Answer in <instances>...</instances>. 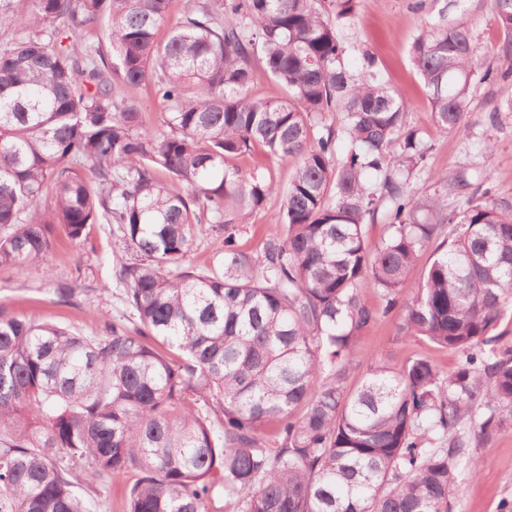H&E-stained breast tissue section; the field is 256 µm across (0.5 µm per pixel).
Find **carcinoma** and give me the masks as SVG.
I'll list each match as a JSON object with an SVG mask.
<instances>
[{
    "mask_svg": "<svg viewBox=\"0 0 512 512\" xmlns=\"http://www.w3.org/2000/svg\"><path fill=\"white\" fill-rule=\"evenodd\" d=\"M28 2L0 0V267L94 224L130 259L112 270L124 310L99 336L0 308V512H94L84 467L123 488L127 512H207L221 496L235 512H453L477 449L512 428V339L497 332L512 317V205L415 196L427 145L407 104L371 56L344 63L355 0H180L173 25L175 0ZM490 5L499 72L460 18L412 45L443 133L464 131L475 84L512 78V0ZM99 26L108 45L76 51ZM256 58L284 96H250ZM147 85L166 104L157 125L130 95ZM259 147L298 165L282 234L253 250L239 225L276 186L235 160ZM203 222L224 247L199 271ZM365 278L403 336L458 356L452 372L381 358L348 383L379 316Z\"/></svg>",
    "mask_w": 512,
    "mask_h": 512,
    "instance_id": "cac0c4a2",
    "label": "carcinoma"
}]
</instances>
